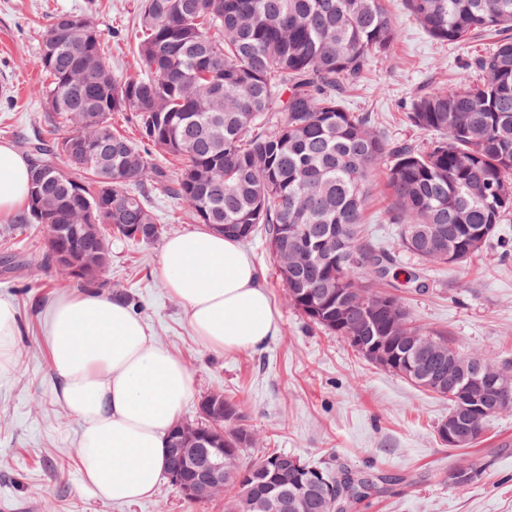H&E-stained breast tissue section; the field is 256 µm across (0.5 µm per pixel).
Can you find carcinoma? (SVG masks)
Instances as JSON below:
<instances>
[{"instance_id": "cac0c4a2", "label": "carcinoma", "mask_w": 512, "mask_h": 512, "mask_svg": "<svg viewBox=\"0 0 512 512\" xmlns=\"http://www.w3.org/2000/svg\"><path fill=\"white\" fill-rule=\"evenodd\" d=\"M403 3L437 41L499 37L492 52L470 58L469 73L413 97L405 119L434 135L426 146L393 142L370 114L342 104L398 37L387 0H139V73L125 77L113 73L90 18L57 16L32 65L51 78L48 111L67 129L25 149L36 156L31 177L57 159L68 172L31 183L53 209L37 214L31 194L15 220L37 233V267L65 284L104 287L95 275L59 266L60 251L86 248L69 226L96 225L109 258L114 238L157 242L166 225L156 223L150 198L160 190L182 201L195 223L221 224L241 241L262 235L289 304L326 333L420 336L442 349L444 375L448 362L472 359L495 377L508 375L489 357L455 348L448 332L416 324L386 288L400 253L415 263L418 288L429 266L448 265L450 251L455 266L493 244L512 253V242L499 238L512 213V0ZM115 112L132 113L139 140L113 127ZM76 139L81 165L68 157ZM153 148L178 161L175 176L151 163ZM385 158L383 222L397 225L393 251L363 227L375 166ZM43 224L64 227L56 242L41 235ZM410 383L448 401V416L466 422L464 384ZM508 395L512 387L492 380L482 399L490 406ZM203 399L208 414L193 423L209 438V454L224 457V512H257L255 501L268 496L297 503L285 512H350L384 493L386 478L345 467L300 457L290 470L291 454L280 449L246 460L254 437L239 403L222 392ZM483 471L471 460L449 479L466 485Z\"/></svg>"}]
</instances>
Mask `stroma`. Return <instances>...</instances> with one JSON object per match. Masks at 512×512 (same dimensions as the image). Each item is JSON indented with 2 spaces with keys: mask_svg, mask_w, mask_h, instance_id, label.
I'll use <instances>...</instances> for the list:
<instances>
[{
  "mask_svg": "<svg viewBox=\"0 0 512 512\" xmlns=\"http://www.w3.org/2000/svg\"><path fill=\"white\" fill-rule=\"evenodd\" d=\"M135 2L0 0V86L8 89L0 95V142L16 147L22 137L54 133L45 76L28 61L57 15H90L113 71L135 73ZM391 11L399 37L345 105L370 113L389 139L425 143L428 135L403 119L415 93L448 86L470 53L492 48L495 39L480 36L448 46L430 38L400 0H393ZM388 204L383 181L374 182L365 221L380 243L392 247L398 230L382 220ZM244 248L280 324L263 346L227 353L198 341L181 302L168 293L160 274L161 243L112 244L103 281L110 291L128 289L139 297L138 315L156 342L194 374L181 419L196 417L201 396L221 391L240 404L260 447L392 480L391 492L353 512H512V411L495 416L475 446L449 450L435 433L448 415L447 401L311 325L289 305L261 238ZM413 270L412 260L400 257L394 278L417 323L447 331L454 345L490 354L512 371V255L491 247L472 263L437 268L422 292L407 281ZM62 293L53 273L32 268L23 280L0 262V298L14 304L18 318L13 362L0 373V512H44L49 500L55 512H224L223 498L190 505L167 480L153 496L127 504L103 502L84 489L76 453L80 426L55 398L57 377L45 333L47 311ZM477 459L487 465L477 481L460 486L449 480L451 468Z\"/></svg>",
  "mask_w": 512,
  "mask_h": 512,
  "instance_id": "35a3bbf8",
  "label": "stroma"
}]
</instances>
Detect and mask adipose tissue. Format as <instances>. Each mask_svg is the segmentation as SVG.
<instances>
[{"instance_id":"adipose-tissue-1","label":"adipose tissue","mask_w":512,"mask_h":512,"mask_svg":"<svg viewBox=\"0 0 512 512\" xmlns=\"http://www.w3.org/2000/svg\"><path fill=\"white\" fill-rule=\"evenodd\" d=\"M29 180L26 159L0 143V218L26 202ZM161 274L207 348L255 349L279 330L251 257L220 226L166 240ZM46 332L57 399L82 426L77 456L85 487L112 502L152 496L166 474L167 434L193 391L189 367L103 293L61 297Z\"/></svg>"}]
</instances>
